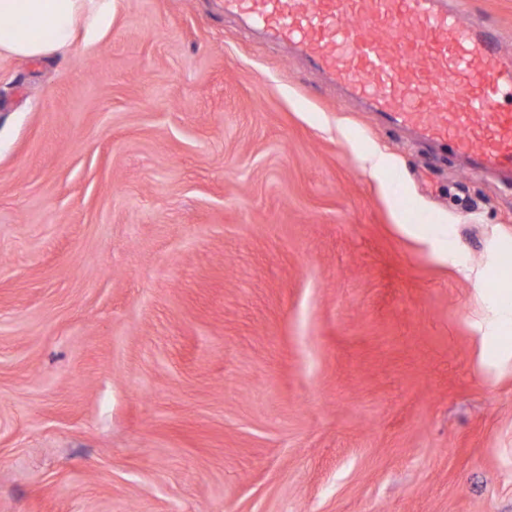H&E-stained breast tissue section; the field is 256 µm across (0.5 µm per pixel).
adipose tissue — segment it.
I'll return each instance as SVG.
<instances>
[{
	"instance_id": "1",
	"label": "adipose tissue",
	"mask_w": 512,
	"mask_h": 512,
	"mask_svg": "<svg viewBox=\"0 0 512 512\" xmlns=\"http://www.w3.org/2000/svg\"><path fill=\"white\" fill-rule=\"evenodd\" d=\"M114 6L115 0H0V50L45 58L77 41L94 46L111 28ZM477 286L492 303L497 332L485 340V351L507 354L499 338L512 333V278L486 269L478 274Z\"/></svg>"
}]
</instances>
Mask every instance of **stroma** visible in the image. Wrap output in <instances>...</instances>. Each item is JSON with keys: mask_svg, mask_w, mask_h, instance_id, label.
<instances>
[{"mask_svg": "<svg viewBox=\"0 0 512 512\" xmlns=\"http://www.w3.org/2000/svg\"><path fill=\"white\" fill-rule=\"evenodd\" d=\"M454 7L512 51V0ZM508 260L512 185L223 0L1 51L0 512H512V361L459 272Z\"/></svg>", "mask_w": 512, "mask_h": 512, "instance_id": "1", "label": "stroma"}]
</instances>
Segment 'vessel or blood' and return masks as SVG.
I'll list each match as a JSON object with an SVG mask.
<instances>
[{
    "label": "vessel or blood",
    "mask_w": 512,
    "mask_h": 512,
    "mask_svg": "<svg viewBox=\"0 0 512 512\" xmlns=\"http://www.w3.org/2000/svg\"><path fill=\"white\" fill-rule=\"evenodd\" d=\"M270 41L472 169L512 180V53L448 0H224Z\"/></svg>",
    "instance_id": "1"
}]
</instances>
